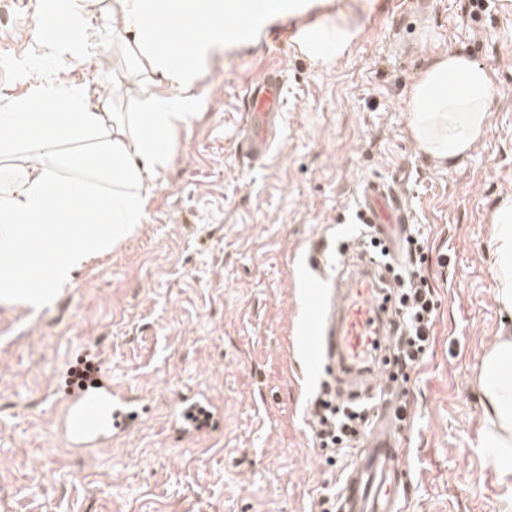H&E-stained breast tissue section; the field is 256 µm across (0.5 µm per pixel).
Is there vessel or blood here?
Here are the masks:
<instances>
[{
	"label": "vessel or blood",
	"mask_w": 512,
	"mask_h": 512,
	"mask_svg": "<svg viewBox=\"0 0 512 512\" xmlns=\"http://www.w3.org/2000/svg\"><path fill=\"white\" fill-rule=\"evenodd\" d=\"M288 77L279 67L267 69L249 85L241 149L249 163L268 157L272 140L281 129ZM360 223L377 224L389 248H396L406 224L412 220L403 195L386 182L369 181L360 189ZM378 282L366 260L358 271L337 280L330 304L309 348L327 356L331 367L341 372L357 371L362 354L384 344L393 320L381 311ZM56 397V430L73 450L93 454L112 441L134 432L151 409L145 396L113 381L99 350L78 347L57 372L53 382ZM200 395L179 392L169 408L171 431L178 438L219 430L221 418L188 426L187 416L199 404ZM393 411L381 412L378 425L365 436L362 450L346 472L341 492L342 512H399L407 476L400 464L403 450L392 429Z\"/></svg>",
	"instance_id": "1"
}]
</instances>
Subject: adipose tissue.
<instances>
[{"label":"adipose tissue","mask_w":512,"mask_h":512,"mask_svg":"<svg viewBox=\"0 0 512 512\" xmlns=\"http://www.w3.org/2000/svg\"><path fill=\"white\" fill-rule=\"evenodd\" d=\"M325 0H288L254 14L252 0H113L112 21L139 63V106L109 111L87 92L51 84L0 115V150L26 153L18 177L0 191V299L39 303L97 254L142 223L151 191L170 162L185 124L198 70L225 49L224 18L256 29ZM188 20L190 43L163 45L166 24ZM361 27L352 20L298 31L297 46L321 67L350 51ZM496 92L491 67L452 52L431 60L410 91V130L418 147L441 162L465 156L486 127ZM92 159L77 169L73 155ZM496 300L512 312V196L493 217ZM487 414L485 442L504 474H512V336L499 338L480 371Z\"/></svg>","instance_id":"adipose-tissue-1"}]
</instances>
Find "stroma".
Returning a JSON list of instances; mask_svg holds the SVG:
<instances>
[{
  "label": "stroma",
  "mask_w": 512,
  "mask_h": 512,
  "mask_svg": "<svg viewBox=\"0 0 512 512\" xmlns=\"http://www.w3.org/2000/svg\"><path fill=\"white\" fill-rule=\"evenodd\" d=\"M54 0H9L0 14V113L36 83L112 92L127 49L112 0L76 16L97 46L81 64L56 50ZM354 0L280 19L211 56L196 115L146 206L147 218L44 302L0 301V512H320L360 445L328 465L312 442L309 400L331 381L305 342V281L343 273L358 187L396 182L438 299L433 343L411 373L396 424L408 489L401 512H512V477L483 446L479 373L512 318L496 301L491 218L512 196V0H369L362 33L327 68L280 30ZM460 51L491 66L486 132L440 164L409 127V92L429 59ZM288 72L285 121L267 162L238 152L245 92L266 66ZM99 348L115 381L158 411L73 474L74 453L44 460L54 435L53 378L69 351ZM206 391L222 430L179 441L167 404Z\"/></svg>",
  "instance_id": "obj_1"
}]
</instances>
